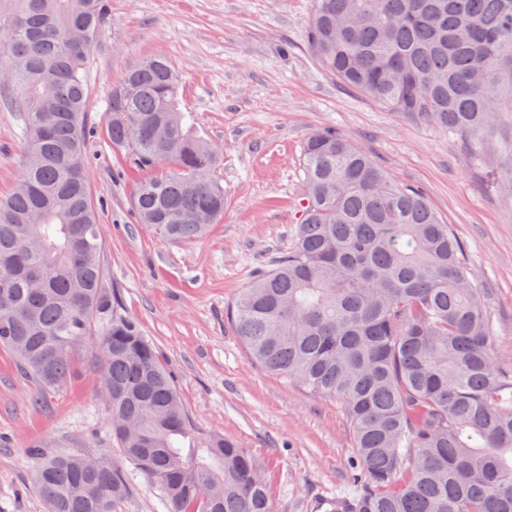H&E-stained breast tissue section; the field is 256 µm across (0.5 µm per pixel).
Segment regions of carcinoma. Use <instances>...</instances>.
I'll return each mask as SVG.
<instances>
[{"instance_id": "cac0c4a2", "label": "carcinoma", "mask_w": 512, "mask_h": 512, "mask_svg": "<svg viewBox=\"0 0 512 512\" xmlns=\"http://www.w3.org/2000/svg\"><path fill=\"white\" fill-rule=\"evenodd\" d=\"M0 81L27 142L0 197V348L46 392L94 344L120 462L38 457L48 512H112L136 477L166 512H274L255 458L222 435L194 442L170 373L103 284L87 180L89 52L107 0H8ZM307 46L322 69L395 112L469 142L512 81V0H314ZM154 56L112 87V147L150 172L141 224L190 243L224 216L221 149L178 105ZM308 188L288 251L257 269L226 319L262 369L339 402L354 435V495L334 512H512V370L497 365L486 293L424 194L396 183L339 131L303 154Z\"/></svg>"}]
</instances>
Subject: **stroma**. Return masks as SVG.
<instances>
[{
    "label": "stroma",
    "instance_id": "1",
    "mask_svg": "<svg viewBox=\"0 0 512 512\" xmlns=\"http://www.w3.org/2000/svg\"><path fill=\"white\" fill-rule=\"evenodd\" d=\"M314 0H109L89 53V190L103 237L104 285L170 371L196 437L224 434L261 465L275 512H322L351 488L354 455L338 402L251 363L224 316L255 269L287 250L307 195L303 148L332 127L402 186L421 189L465 247L486 292L493 349L512 367V85L489 133L467 144L431 121L390 111L326 74L307 48ZM180 70V102L196 130L222 147L214 176L224 215L193 243L163 240L138 223L144 171L113 149L105 129L112 87L143 57ZM0 86V197L26 150L22 123ZM82 349L69 380L43 392L0 349V512H46L32 486L40 453L113 450L97 382Z\"/></svg>",
    "mask_w": 512,
    "mask_h": 512
}]
</instances>
